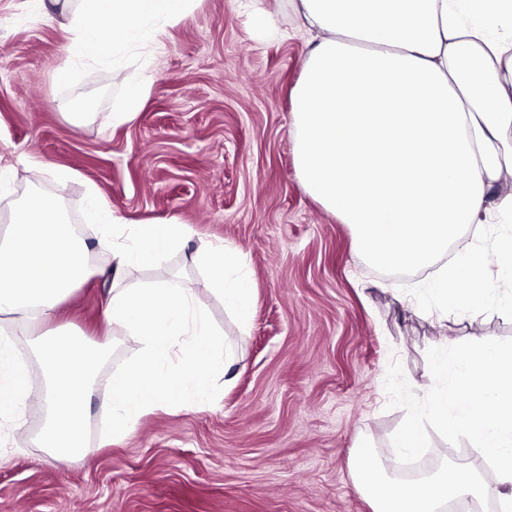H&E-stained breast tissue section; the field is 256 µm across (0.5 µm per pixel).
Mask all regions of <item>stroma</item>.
<instances>
[{
  "label": "stroma",
  "instance_id": "1",
  "mask_svg": "<svg viewBox=\"0 0 512 512\" xmlns=\"http://www.w3.org/2000/svg\"><path fill=\"white\" fill-rule=\"evenodd\" d=\"M257 12L271 18L275 35L252 30ZM71 20L0 0V161L11 166L0 226L39 194L81 225L99 272L110 252L84 222L89 188L130 223L188 224V244L138 281L194 292L232 367L205 406L163 403L118 441L96 390L84 448L61 463L38 442L41 362L32 337H17L33 396L20 425L0 424V512H372L351 458L367 438L387 474L396 473L392 436L405 412L388 405L390 361L422 394L432 384L429 347L512 338V316L497 301L504 285L481 312H442L433 270L371 263L357 252L351 225L303 190L291 92L308 35L295 0H196L149 55L130 54L119 68L70 63ZM67 63L71 77L58 82ZM135 76L148 79L149 96L134 122L113 126ZM86 98L91 108L76 115ZM32 157L41 170L29 166ZM62 170L74 174L63 189ZM506 197L512 176L491 187L486 225L466 227L455 255L490 245L497 225L512 222L497 209ZM212 242L244 256L255 288L248 329L206 289L193 260ZM106 290L97 274L60 307L61 324L94 342L110 339L96 371L102 382L136 356L103 318Z\"/></svg>",
  "mask_w": 512,
  "mask_h": 512
}]
</instances>
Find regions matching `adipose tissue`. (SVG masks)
I'll return each instance as SVG.
<instances>
[{
    "label": "adipose tissue",
    "mask_w": 512,
    "mask_h": 512,
    "mask_svg": "<svg viewBox=\"0 0 512 512\" xmlns=\"http://www.w3.org/2000/svg\"><path fill=\"white\" fill-rule=\"evenodd\" d=\"M194 0H80L72 58L114 65L148 47ZM316 36L292 95L296 170L305 191L354 228L358 250L392 269H422L478 223L485 197L512 170V0H297ZM88 216L113 237L104 316L136 345L134 363L113 373L102 410L113 435L133 428L162 400L204 405L226 369L223 341L196 296L183 288L135 284L145 267L181 248L188 225L130 224L98 192ZM61 208L30 198L0 227V314L22 334L42 335L46 420L40 444L63 461L84 446L83 406L108 351L55 326L61 302L94 271L87 243ZM496 261L475 247L441 267L442 307L480 310L490 276L512 284V227L495 239ZM208 286L248 326L254 286L242 256L223 243L196 255ZM178 367H171L173 348ZM30 395L12 339L0 338V420H18Z\"/></svg>",
    "instance_id": "1"
}]
</instances>
